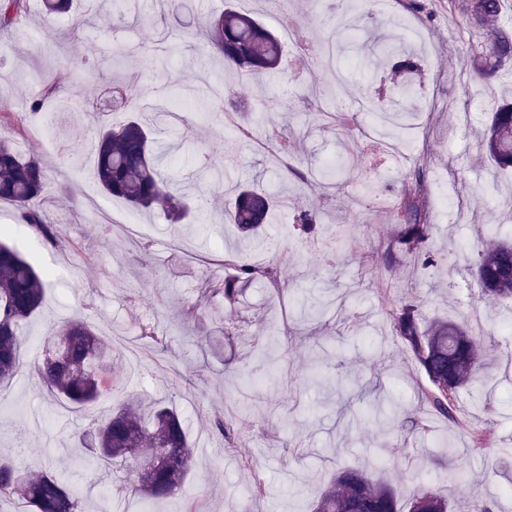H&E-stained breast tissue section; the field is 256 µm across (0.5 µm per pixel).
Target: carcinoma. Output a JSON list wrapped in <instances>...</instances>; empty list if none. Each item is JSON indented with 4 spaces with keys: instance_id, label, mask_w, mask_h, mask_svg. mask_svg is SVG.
<instances>
[{
    "instance_id": "obj_1",
    "label": "carcinoma",
    "mask_w": 512,
    "mask_h": 512,
    "mask_svg": "<svg viewBox=\"0 0 512 512\" xmlns=\"http://www.w3.org/2000/svg\"><path fill=\"white\" fill-rule=\"evenodd\" d=\"M502 0H448V20L462 28L486 29L487 38L470 48L484 74L495 71L504 60H512V28L496 21ZM72 0H42L47 18L67 13ZM27 11L26 0H0V29L14 25ZM213 47L224 55L229 67L247 72L277 71L283 53L278 38L267 28L234 10L226 9L209 22ZM381 52L392 65L391 90L397 94L395 108L383 114L385 126L395 134L405 118L404 102L412 93L418 67L408 57L405 44L376 36ZM156 130L136 120L110 124L96 141L95 177L102 193L122 199L136 211L159 209L169 219L180 220L186 210L184 195L174 191L171 181L158 168L161 154L154 149ZM482 147L500 167L512 166V104L492 113ZM47 180L39 158L22 155L13 140L0 138V203L14 205L23 223L44 242L56 248L62 240L53 224L44 221L37 208ZM235 197L224 210L230 223L255 237V244L268 249L275 242L263 233V224L273 200L256 188L230 182ZM429 187L422 171L416 173V188L401 202L395 215L396 232L378 260L391 267L395 250L402 244L417 250L422 264L437 260L425 249L434 225L427 218ZM232 272L207 283L206 293L228 306L244 302V288L256 282L280 289L277 268L243 261H227ZM472 270L482 292L496 299H512V242L490 228L487 243L477 252ZM51 276L32 265L18 249L0 241V384L11 381L20 369V329L39 311ZM425 300L415 297L394 309L393 328L403 348L424 372L427 383L421 403L432 412L461 428L469 445L487 456L496 449L486 434L468 425L458 409L460 392L470 383L487 382L492 375L484 370L480 350L463 323L448 320L425 321ZM58 361L44 360L38 375L48 392L78 409L94 406L102 398L115 399L109 408L91 421L88 434L95 456L88 466L121 460L133 464L131 491L138 496L142 512L172 496L194 470L188 425L175 409L145 400L125 388L123 377L111 373L112 342L89 323L73 321L53 336ZM224 443H238L240 433L227 414L212 420ZM167 451L173 464L154 468L147 461L157 450ZM18 498L24 512H81L78 491L61 475L46 470L17 469L0 457V499ZM448 499L422 490L413 499L409 512H448ZM311 512H399L397 495L387 482L375 478L366 468L347 467L339 471L312 505Z\"/></svg>"
}]
</instances>
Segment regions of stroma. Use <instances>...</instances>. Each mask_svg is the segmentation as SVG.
Wrapping results in <instances>:
<instances>
[{
  "label": "stroma",
  "instance_id": "stroma-1",
  "mask_svg": "<svg viewBox=\"0 0 512 512\" xmlns=\"http://www.w3.org/2000/svg\"><path fill=\"white\" fill-rule=\"evenodd\" d=\"M342 0L336 17H356L365 29L344 54L349 70L345 107L334 96L309 97L312 71L304 53L318 55L328 39L325 7L308 0H235L239 11L272 26L283 44L278 74L258 78L225 69L223 57L201 33L204 18L222 10L224 0H152L147 20L129 33L131 52L121 67L104 70L79 109L48 96L57 73L98 65L108 36L96 17L80 30L69 19L44 25L41 0L0 33V111L14 113L21 132L16 147L49 165L39 202L63 247L45 246L20 221L12 206L0 204V239L24 257L54 270L39 313L23 328V367L0 389V451L15 449L25 431L28 453L22 464L69 475L83 512H140L136 497H118L127 466L109 470L81 464L79 438L107 402L77 411L42 388L34 371L64 324L83 320L109 338L121 355L115 370L131 387L167 400L188 420L196 469L171 498L153 512H295L310 506L336 471L359 465L391 484L401 503L422 489L448 496L457 512H467L474 494L496 500L512 512V304L484 297L470 275L473 255L489 226L512 233V168L499 169L480 157L478 133L490 112L512 96V66L491 81L477 79L465 58L466 44L480 40L476 29L448 20V0ZM396 19L401 33L414 34L421 56L418 117L397 139L395 157H379L359 133L369 116L366 105L386 108V69L373 34ZM193 82L224 84L231 97L251 108H267L269 127L287 134L292 166L301 158L323 162L344 155L349 165L335 189L306 190L296 179L281 180L269 148L239 140L240 113L226 121L205 119L204 108L186 107L190 127L200 128L189 146L170 141L163 163L175 188L190 187L208 211L192 224H173L161 212L139 213L101 193L94 161L74 167L71 156L86 150L101 124L125 120L159 98L162 86ZM43 101L41 117L27 116L32 101ZM339 111L342 122L319 131L313 109ZM233 157L242 180L258 181L269 192L288 195L290 215L272 210L269 225L277 249L252 251L248 260L279 267L288 282L285 296L253 285L247 308L233 309L204 294L206 280L223 273L203 264L212 254L232 255L233 233L224 229L223 199L212 180L213 167ZM425 168L434 191L428 216L434 226L431 247L448 251L452 264L421 269L414 255L399 266L377 262L392 238L393 214L406 197L413 172ZM316 208L317 232L293 229L294 212ZM343 234L344 248L328 253L325 239ZM387 289L389 303L377 291ZM421 295L428 316L472 321L485 327L474 338L488 351L486 363L499 378L491 390L471 384L460 394L463 405L476 399L489 410L476 411L473 423L509 451L496 459L469 449L447 422L427 416L424 431L410 424L369 418L386 399L408 409L419 407L425 378L392 331V304ZM204 309L203 319L185 322L184 313ZM154 329L142 339L140 327ZM199 340L192 369L175 351ZM224 410L239 418L242 438L233 448L215 436L210 417ZM268 486L266 499L244 502L241 492L254 474Z\"/></svg>",
  "mask_w": 512,
  "mask_h": 512
}]
</instances>
